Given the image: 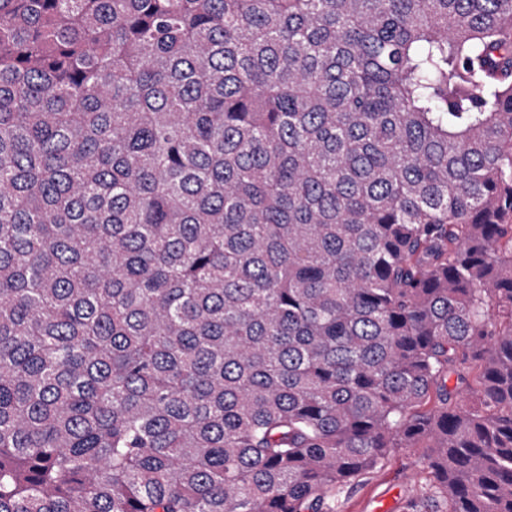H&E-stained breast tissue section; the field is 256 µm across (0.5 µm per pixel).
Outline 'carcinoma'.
<instances>
[{"label":"carcinoma","instance_id":"cac0c4a2","mask_svg":"<svg viewBox=\"0 0 512 512\" xmlns=\"http://www.w3.org/2000/svg\"><path fill=\"white\" fill-rule=\"evenodd\" d=\"M512 512V0H0V512ZM424 448H395L387 459L339 496L336 512H406L427 482Z\"/></svg>","mask_w":512,"mask_h":512}]
</instances>
